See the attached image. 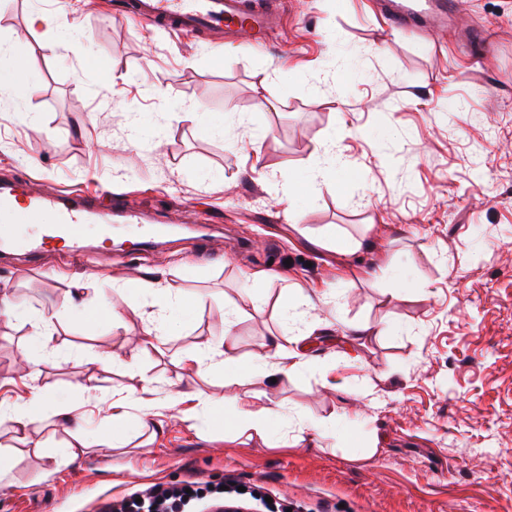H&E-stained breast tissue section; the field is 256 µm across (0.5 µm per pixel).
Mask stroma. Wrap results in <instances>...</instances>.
<instances>
[{
    "label": "stroma",
    "instance_id": "35a3bbf8",
    "mask_svg": "<svg viewBox=\"0 0 512 512\" xmlns=\"http://www.w3.org/2000/svg\"><path fill=\"white\" fill-rule=\"evenodd\" d=\"M385 6L282 0V23L256 53L134 23L117 0H0V42L38 60L36 92L0 99V178L87 194L108 185L144 219L183 227L143 257L118 236L99 250L92 232L80 255H49L41 271L0 262L15 303L53 317L59 349L44 358L32 324L0 317V403L71 408L34 426L46 453L80 432L99 441L49 472L46 453L0 420V449L14 456L0 512H95L156 482L229 473L300 512H512V0H455L444 26L415 30L392 28ZM34 10L74 23L93 65L44 50L49 33L27 25ZM476 27L487 54L467 39ZM179 103L199 124L173 120ZM136 125L150 148L133 143ZM327 142L338 186L313 197L306 184ZM202 238L214 259L197 264ZM147 270L200 307L170 313L167 343L132 367L149 310H131L111 282ZM76 282L106 296L123 327L75 316ZM296 286L339 302L316 298L330 325L301 337L305 369L241 389L252 411L281 403L275 435L188 429L180 413L194 402H173L174 380L220 398L224 375L217 361L196 370L182 357L219 339L231 307L242 356L298 335L282 306ZM362 322L383 335L351 336ZM146 391L162 428L130 425L129 444L108 447L113 402L133 407ZM299 416L324 422L325 435L298 440L288 422Z\"/></svg>",
    "mask_w": 512,
    "mask_h": 512
}]
</instances>
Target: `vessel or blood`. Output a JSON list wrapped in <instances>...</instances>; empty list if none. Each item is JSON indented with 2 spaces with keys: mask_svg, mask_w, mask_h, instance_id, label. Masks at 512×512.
Returning a JSON list of instances; mask_svg holds the SVG:
<instances>
[{
  "mask_svg": "<svg viewBox=\"0 0 512 512\" xmlns=\"http://www.w3.org/2000/svg\"><path fill=\"white\" fill-rule=\"evenodd\" d=\"M128 17L146 26L160 25L185 33L226 32L244 37L249 48L266 47L268 32L279 22L276 0H269L261 10L244 11L240 0H124ZM112 191L102 188L99 197L71 194L61 189L22 197L8 182L0 184V221L8 220L16 204H23L27 223L36 225L37 232L23 246L33 267H40L41 257L56 237H63L70 251H78L84 237L85 226L95 222L102 230L112 223ZM54 211L56 224L43 223L45 211Z\"/></svg>",
  "mask_w": 512,
  "mask_h": 512,
  "instance_id": "vessel-or-blood-1",
  "label": "vessel or blood"
}]
</instances>
